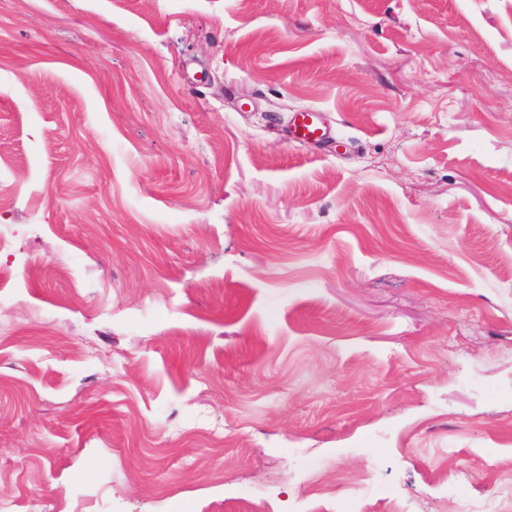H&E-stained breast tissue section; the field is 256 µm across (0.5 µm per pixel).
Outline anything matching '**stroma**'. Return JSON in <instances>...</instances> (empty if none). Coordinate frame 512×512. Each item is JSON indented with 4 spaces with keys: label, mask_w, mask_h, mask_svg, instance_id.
<instances>
[{
    "label": "stroma",
    "mask_w": 512,
    "mask_h": 512,
    "mask_svg": "<svg viewBox=\"0 0 512 512\" xmlns=\"http://www.w3.org/2000/svg\"><path fill=\"white\" fill-rule=\"evenodd\" d=\"M511 479L512 0H0L7 512ZM288 131L292 141L307 144H320L329 137L328 127L315 109L295 113L290 119Z\"/></svg>",
    "instance_id": "1"
}]
</instances>
